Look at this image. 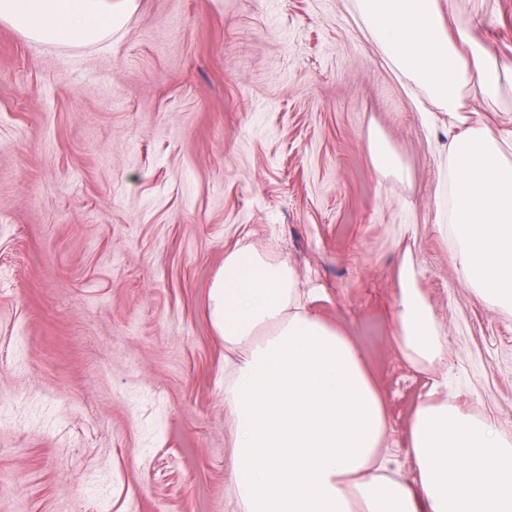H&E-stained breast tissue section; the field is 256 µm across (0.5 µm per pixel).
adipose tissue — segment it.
<instances>
[{
  "mask_svg": "<svg viewBox=\"0 0 512 512\" xmlns=\"http://www.w3.org/2000/svg\"><path fill=\"white\" fill-rule=\"evenodd\" d=\"M352 3L403 83L448 116L440 228L462 281L512 311V129L458 116L464 91L500 98L497 57L439 0ZM116 21L113 0H0V23L38 44H100ZM399 281L403 355L444 365L445 339L410 261ZM306 296L288 260L250 243L225 251L209 289L239 512H512V440L445 403L415 412L405 443L415 478L389 472L385 401L352 339L309 311Z\"/></svg>",
  "mask_w": 512,
  "mask_h": 512,
  "instance_id": "obj_1",
  "label": "adipose tissue"
}]
</instances>
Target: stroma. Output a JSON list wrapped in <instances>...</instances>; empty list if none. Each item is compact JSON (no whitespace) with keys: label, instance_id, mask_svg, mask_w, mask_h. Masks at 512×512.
<instances>
[{"label":"stroma","instance_id":"1","mask_svg":"<svg viewBox=\"0 0 512 512\" xmlns=\"http://www.w3.org/2000/svg\"><path fill=\"white\" fill-rule=\"evenodd\" d=\"M474 40L512 60V0ZM399 168H376L370 135ZM427 126L350 0H134L94 46L0 24V512H237L206 293L245 242L295 266L383 395L512 439V313L460 279ZM410 256L447 363L396 340Z\"/></svg>","mask_w":512,"mask_h":512}]
</instances>
